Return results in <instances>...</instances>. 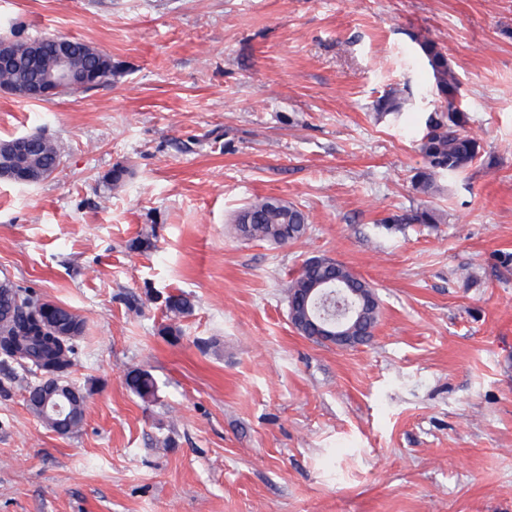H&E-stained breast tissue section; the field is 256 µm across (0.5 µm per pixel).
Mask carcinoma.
<instances>
[{
  "instance_id": "carcinoma-1",
  "label": "carcinoma",
  "mask_w": 512,
  "mask_h": 512,
  "mask_svg": "<svg viewBox=\"0 0 512 512\" xmlns=\"http://www.w3.org/2000/svg\"><path fill=\"white\" fill-rule=\"evenodd\" d=\"M57 41L55 36L13 41L14 50L20 54L25 53L31 46H38L43 59V70L32 71L22 66L16 71L0 72V87H10L22 82L32 83L39 80L43 73L54 69ZM417 44L433 80L435 95L447 102L446 108L436 109L424 118V133L420 144L427 167L417 175L416 188L425 194H433L441 189L440 181L454 177L473 163L481 152V144L477 137L466 130L468 117L456 105L458 81L448 64L446 53L436 42L427 38L417 41ZM73 52L79 54L76 60L78 66L88 64L106 79H112L114 66L110 55L78 39L73 40ZM375 110L402 123L409 115V97L403 91L393 89L376 102ZM61 161L62 149L56 141L47 137L32 141L28 166L34 173L36 182L43 181L45 176H51ZM236 223L241 235L247 239L286 245L299 240L305 234L308 216L295 205L278 198L266 197L243 207L236 216ZM320 281L356 282L358 277L341 263L328 266L320 257L309 259L288 285V302L301 305L306 299L308 288ZM365 293L370 298V306L365 309L360 331L371 337L378 323L380 301L373 285L366 284ZM2 307L11 309L14 313L12 321L0 327V355L3 359L31 365L49 380L67 374L72 365L74 340L60 342L44 332L41 311L47 309L48 318L62 326L72 324L80 316L70 308L52 302H33L19 286L8 279L0 280V308ZM166 307L178 317L192 311L191 301L180 294L168 296ZM126 383L144 400L155 397L156 382L146 370L128 371Z\"/></svg>"
}]
</instances>
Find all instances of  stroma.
Segmentation results:
<instances>
[{
  "instance_id": "stroma-1",
  "label": "stroma",
  "mask_w": 512,
  "mask_h": 512,
  "mask_svg": "<svg viewBox=\"0 0 512 512\" xmlns=\"http://www.w3.org/2000/svg\"><path fill=\"white\" fill-rule=\"evenodd\" d=\"M49 34L115 72L0 90V140L63 149L39 184L0 180V278L84 319L85 415L55 433L41 374L0 362V512H512V0H0V36ZM423 37L482 145L434 195L419 123L372 109L404 85L434 109ZM264 197L308 215L301 239L238 234ZM312 257L374 285L368 343L290 324ZM65 39H68L74 43L73 52L80 55L76 60L78 66L85 67L87 63L88 67L93 66L95 69H97L98 72L101 73L102 76L106 77L103 82L112 79L114 66L112 65V58L110 55L100 51L98 48L85 41L70 39L67 37H65ZM65 39L60 40L63 46L66 42ZM70 54L63 49L60 57L59 68L56 73L43 77L39 82L18 87L13 91V95L21 99L33 102H46L54 99L67 87H79L80 84L89 88L97 85L101 80L89 81L86 77L87 73L75 72L69 63ZM80 83V84H79ZM83 92V91H81ZM77 90L64 91L61 96L74 95ZM127 386L143 400L155 397L157 386L152 375L142 369H133L126 374Z\"/></svg>"
}]
</instances>
